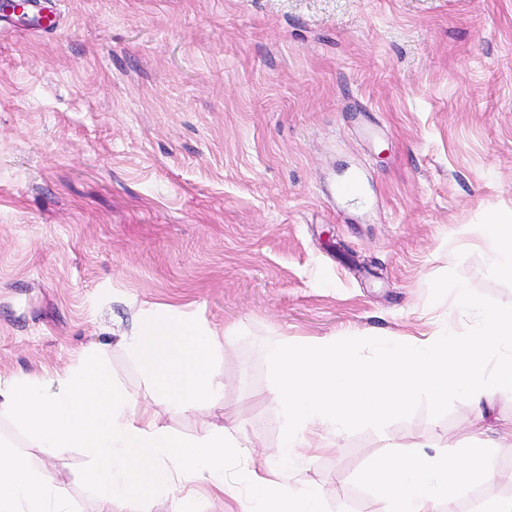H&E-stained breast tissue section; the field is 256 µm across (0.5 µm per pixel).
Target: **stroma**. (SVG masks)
Returning a JSON list of instances; mask_svg holds the SVG:
<instances>
[{"mask_svg":"<svg viewBox=\"0 0 512 512\" xmlns=\"http://www.w3.org/2000/svg\"><path fill=\"white\" fill-rule=\"evenodd\" d=\"M46 32L0 12V375L50 376L107 343L136 402L155 393L120 346L145 311L223 335L219 402L159 409L195 434L259 431L251 469L317 482L327 512L378 504L387 446L460 456L500 443L512 473V392L383 431L345 432L292 473L258 342L417 336L457 271L512 305L480 229L512 209V0H45ZM360 176L363 205L338 189ZM0 442L97 512L79 451L49 456L8 419Z\"/></svg>","mask_w":512,"mask_h":512,"instance_id":"obj_1","label":"stroma"}]
</instances>
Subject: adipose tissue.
Returning a JSON list of instances; mask_svg holds the SVG:
<instances>
[{"mask_svg": "<svg viewBox=\"0 0 512 512\" xmlns=\"http://www.w3.org/2000/svg\"><path fill=\"white\" fill-rule=\"evenodd\" d=\"M482 237L496 271L512 277V209L494 214ZM223 336L169 311L141 317L121 346L161 398V405L190 411L214 401L224 389L215 363ZM102 351H88L54 377H0V417L19 423L43 452L59 456L82 449L83 480L101 507L115 503L148 512L153 495L178 482L205 481L207 497L233 500L240 512H325L320 489L259 476L249 467L258 436L232 420L204 423L186 439L159 426L157 405L134 404L115 383ZM500 478L498 443L482 439L462 460L422 448L385 451L371 483L378 512H449L459 492ZM0 512H71L54 476L28 457L0 449Z\"/></svg>", "mask_w": 512, "mask_h": 512, "instance_id": "obj_1", "label": "adipose tissue"}]
</instances>
